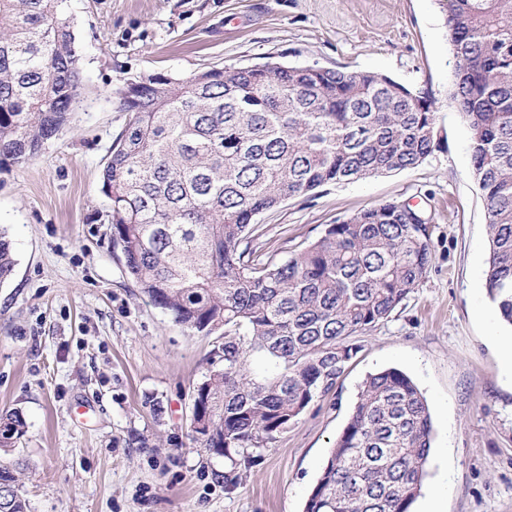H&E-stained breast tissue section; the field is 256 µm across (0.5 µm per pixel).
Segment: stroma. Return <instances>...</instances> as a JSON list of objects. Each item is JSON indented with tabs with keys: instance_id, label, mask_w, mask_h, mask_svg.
<instances>
[{
	"instance_id": "1",
	"label": "stroma",
	"mask_w": 512,
	"mask_h": 512,
	"mask_svg": "<svg viewBox=\"0 0 512 512\" xmlns=\"http://www.w3.org/2000/svg\"><path fill=\"white\" fill-rule=\"evenodd\" d=\"M84 106L26 164L0 171V229L17 261L0 284V412L27 432L17 463L29 512H304L367 375L406 372L434 436L423 495L447 484L444 512H512V373L484 287L490 249L470 130L449 98L452 45L437 0H69ZM274 59L374 71L437 101L436 146L417 167L343 182L258 216L283 260L326 225L386 200L433 216L425 278L389 319L354 337L336 388L269 447L240 485L225 459L193 447L192 392L218 337L173 321L143 295L112 245L102 170L129 121L124 80L188 78Z\"/></svg>"
}]
</instances>
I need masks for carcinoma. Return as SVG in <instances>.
<instances>
[{"instance_id": "cac0c4a2", "label": "carcinoma", "mask_w": 512, "mask_h": 512, "mask_svg": "<svg viewBox=\"0 0 512 512\" xmlns=\"http://www.w3.org/2000/svg\"><path fill=\"white\" fill-rule=\"evenodd\" d=\"M68 0H0V170L20 166L83 102ZM456 67L450 94L471 130L490 260L485 288L512 325V0H438ZM131 118L102 172L112 242L129 276L174 322L224 338L197 385L204 442L224 487L254 463L356 356L350 337L385 322L426 276L422 207L387 200L330 224L285 260L263 251L257 217L329 184L415 168L435 146L427 91L378 72L211 68L136 79ZM15 270L0 232V284ZM0 414V448L25 433ZM429 406L397 368L369 375L304 512H411L426 477ZM0 512H28L0 464Z\"/></svg>"}]
</instances>
